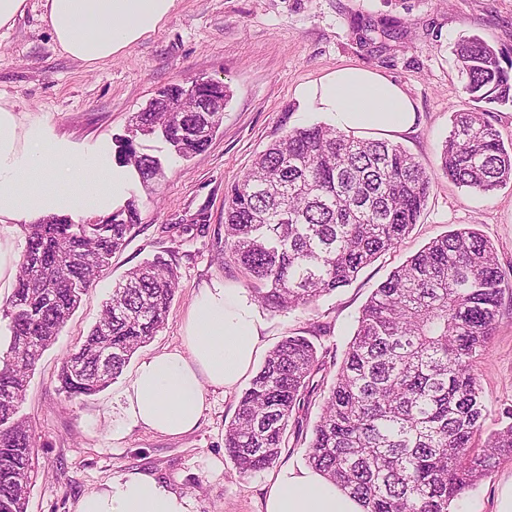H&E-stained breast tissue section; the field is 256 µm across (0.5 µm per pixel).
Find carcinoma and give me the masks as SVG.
<instances>
[{
	"mask_svg": "<svg viewBox=\"0 0 512 512\" xmlns=\"http://www.w3.org/2000/svg\"><path fill=\"white\" fill-rule=\"evenodd\" d=\"M474 107L453 115L440 171L455 184L490 193L512 182V148L486 119L489 104L512 106V61L471 36L455 48ZM200 96L226 103L219 82ZM187 90L172 84L131 119L119 164L142 183L157 179L158 158L135 147L157 134L182 158L204 152L209 133L190 134L199 113L171 112ZM433 174L406 149L326 124L294 128L256 157L224 203V254L255 280L257 302L275 312L304 308L352 282L412 231L426 206ZM138 222L135 200L96 224L54 215L23 225L25 249L0 344V512H26L35 437L18 416L28 378ZM177 268L161 256L130 270L112 288L100 320L65 357L58 373L68 398L109 387L135 352L167 323ZM512 279L490 241L459 229L428 243L371 294L324 397L306 454L307 466L357 498L365 512H450L453 501L505 460L512 422L482 448L487 407L473 363L494 336ZM112 350L101 371L99 351ZM324 365L314 343L287 335L268 351L224 425V451L242 476L273 466L288 445L313 379Z\"/></svg>",
	"mask_w": 512,
	"mask_h": 512,
	"instance_id": "carcinoma-1",
	"label": "carcinoma"
}]
</instances>
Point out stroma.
Masks as SVG:
<instances>
[{"label": "stroma", "instance_id": "35a3bbf8", "mask_svg": "<svg viewBox=\"0 0 512 512\" xmlns=\"http://www.w3.org/2000/svg\"><path fill=\"white\" fill-rule=\"evenodd\" d=\"M43 0H28L22 16L0 28V102L24 119H40L66 138L75 153L116 151L135 112L170 83L204 78L224 83L230 99L206 152L190 159L172 154L157 136L139 138L140 152L158 157L164 174L131 180L139 220L125 246L96 281L30 376L20 413L36 440L27 512H73L77 500L121 474L140 471L191 496L196 512H262V471L241 477L224 452V425L235 415L241 390L205 389L196 429L167 436L129 425L120 407L137 360L182 346L183 327L200 288L218 280L251 294L249 278L225 260L224 199L255 157L295 127L325 121L306 111L302 84L342 66H362L400 85L414 101L417 121L393 140L435 178L418 223L396 248L362 269L349 285L294 311L264 312L262 351L283 336L308 337L325 352V364L277 467L299 468L323 393L336 379L357 328V317L389 274L427 243L450 231L474 230L493 245L512 271V183L488 193L459 188L438 172L454 112L469 109L453 50L477 35L512 60V0H178L156 32L86 66L61 53L43 18ZM205 212L206 223L187 233L165 231L175 219ZM161 254L176 264L179 282L167 324L140 348L134 363L104 391L70 399L59 389L63 358L98 322L112 287L132 268ZM488 414L473 443L512 422V302L473 365ZM512 480L503 462L451 506L452 512H495L500 488Z\"/></svg>", "mask_w": 512, "mask_h": 512}]
</instances>
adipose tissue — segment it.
Segmentation results:
<instances>
[{
  "mask_svg": "<svg viewBox=\"0 0 512 512\" xmlns=\"http://www.w3.org/2000/svg\"><path fill=\"white\" fill-rule=\"evenodd\" d=\"M177 0H45L44 18L57 46L93 65L154 32ZM307 111L328 113L344 132L364 136L409 131L415 105L384 75L337 68L301 85ZM127 168L88 155L72 163L67 143L47 124L21 123L0 104V235L52 214L103 211L125 188ZM265 322L237 288L216 281L200 290L184 325L183 347L142 359L123 394L134 426L178 436L198 425L204 389L233 391L254 365ZM190 496L142 472L112 478L79 498L74 512H194ZM264 512H364L361 503L309 468H283L269 481Z\"/></svg>",
  "mask_w": 512,
  "mask_h": 512,
  "instance_id": "obj_1",
  "label": "adipose tissue"
}]
</instances>
